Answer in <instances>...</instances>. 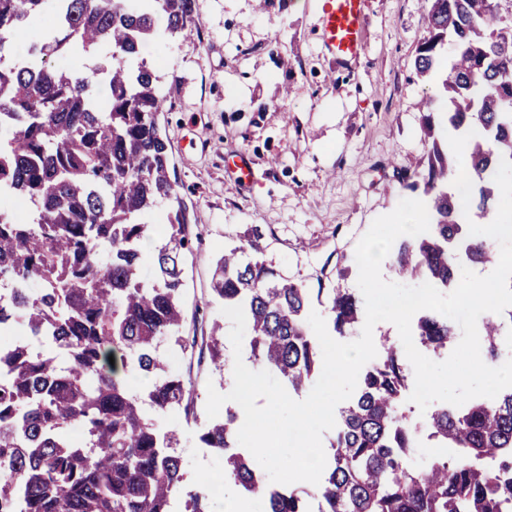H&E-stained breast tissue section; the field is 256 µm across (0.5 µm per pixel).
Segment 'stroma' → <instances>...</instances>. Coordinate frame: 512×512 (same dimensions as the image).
<instances>
[{
    "mask_svg": "<svg viewBox=\"0 0 512 512\" xmlns=\"http://www.w3.org/2000/svg\"><path fill=\"white\" fill-rule=\"evenodd\" d=\"M195 0L197 34L150 43L144 57L169 102L158 116L171 169L196 240L182 262V307L209 330L220 305L204 307L216 260L250 226L267 264L311 290L357 292L355 249L373 220L410 193L397 174L421 171V98L436 77L415 71L427 18L420 0H366L365 51L341 63L324 48L318 0ZM245 154L249 181L229 163ZM347 268L345 278L336 271ZM170 370L191 372L195 416L163 415L181 431L185 484L224 472L202 447L209 389L228 393L213 365L190 366L168 342Z\"/></svg>",
    "mask_w": 512,
    "mask_h": 512,
    "instance_id": "stroma-1",
    "label": "stroma"
}]
</instances>
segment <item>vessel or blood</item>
Instances as JSON below:
<instances>
[{
    "instance_id": "b4317fda",
    "label": "vessel or blood",
    "mask_w": 512,
    "mask_h": 512,
    "mask_svg": "<svg viewBox=\"0 0 512 512\" xmlns=\"http://www.w3.org/2000/svg\"><path fill=\"white\" fill-rule=\"evenodd\" d=\"M323 45L336 60L348 62L364 52L365 0H321Z\"/></svg>"
}]
</instances>
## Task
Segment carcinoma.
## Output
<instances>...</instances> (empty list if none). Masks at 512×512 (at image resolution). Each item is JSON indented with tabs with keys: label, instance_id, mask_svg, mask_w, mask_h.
<instances>
[{
	"label": "carcinoma",
	"instance_id": "obj_1",
	"mask_svg": "<svg viewBox=\"0 0 512 512\" xmlns=\"http://www.w3.org/2000/svg\"><path fill=\"white\" fill-rule=\"evenodd\" d=\"M499 2L423 0L428 30L416 72L443 79L441 95L423 103L426 173L402 177L405 189L422 192L430 218L428 232L393 248L402 279L446 289L463 262L489 261L492 245L464 237L446 135L475 131L465 161L469 210L498 208L494 176L501 158L512 161V19L499 15ZM44 14L52 24L28 59L5 63L14 32ZM199 28L195 0H0V198L35 206L31 220L0 210V283L8 285L0 332L23 331L0 346V512H211L204 489H185L178 430L148 414L188 416L193 402L191 374L165 370L160 341L199 364H227L219 322L207 336L185 335L181 264L193 231L182 208L167 216L166 242L144 250L156 210L179 192L158 125L167 93L141 48ZM80 52L105 64L78 73L55 64ZM262 238L248 230L224 251L209 295L242 306L251 358L297 392L312 384L321 354L308 326L310 289L260 259ZM145 265L149 279L140 275ZM329 303L337 333L361 322L354 294L333 288ZM506 329L512 307L484 317L491 354ZM413 332L435 351L455 336L453 323L433 313ZM32 338L63 351L68 365L34 351ZM132 375L151 378L145 394L130 388ZM409 379L403 351L389 343L360 374L315 486L318 512H512V389L436 408L429 439L457 454L435 452L414 468L415 430L403 411ZM238 430L227 407L198 432L203 447L224 455V479L262 498L267 512H310L308 498L266 485L229 452Z\"/></svg>",
	"mask_w": 512,
	"mask_h": 512
}]
</instances>
